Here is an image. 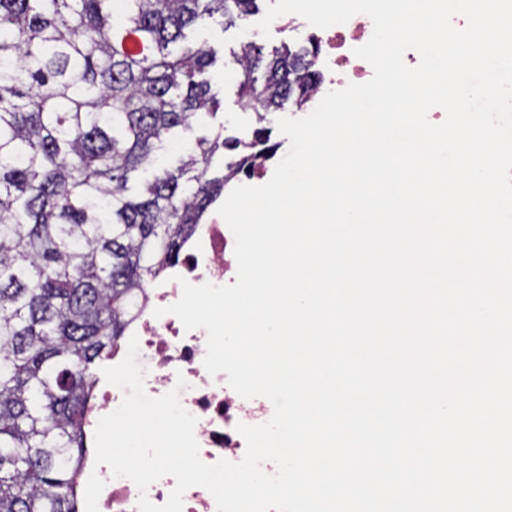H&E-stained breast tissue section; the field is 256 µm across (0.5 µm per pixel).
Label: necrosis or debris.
Returning a JSON list of instances; mask_svg holds the SVG:
<instances>
[{
    "label": "necrosis or debris",
    "instance_id": "necrosis-or-debris-1",
    "mask_svg": "<svg viewBox=\"0 0 512 512\" xmlns=\"http://www.w3.org/2000/svg\"><path fill=\"white\" fill-rule=\"evenodd\" d=\"M372 33L373 23L363 14L353 16L345 24L320 30V67L337 77L340 85L366 83L374 69L368 61L355 56L354 50L365 44ZM233 253L234 236L219 215L196 225L181 247L179 261L155 280L147 300L135 302L128 328L129 334L139 340V354L148 370L145 390L149 396L158 397L170 391L178 378L187 381L181 401L197 419L194 433L200 457L208 464L221 459L240 461L246 443L236 430L237 423H264L271 418L273 407L262 397L242 399L228 386L225 374L213 376L206 371L205 330H185L176 316L157 318L153 311L180 299L181 281L194 285L223 284L225 273L232 268ZM94 472L105 482L98 512H138L137 501L143 494L153 504H164L175 486L174 478L166 476L142 493L131 480L114 477L107 466L96 465L94 458H85L82 476Z\"/></svg>",
    "mask_w": 512,
    "mask_h": 512
}]
</instances>
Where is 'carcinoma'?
<instances>
[{
	"instance_id": "cac0c4a2",
	"label": "carcinoma",
	"mask_w": 512,
	"mask_h": 512,
	"mask_svg": "<svg viewBox=\"0 0 512 512\" xmlns=\"http://www.w3.org/2000/svg\"><path fill=\"white\" fill-rule=\"evenodd\" d=\"M262 0H0V512H79L94 365L193 225L320 86L318 46L224 51ZM258 127L226 138L215 67ZM205 119L214 132L170 147Z\"/></svg>"
}]
</instances>
